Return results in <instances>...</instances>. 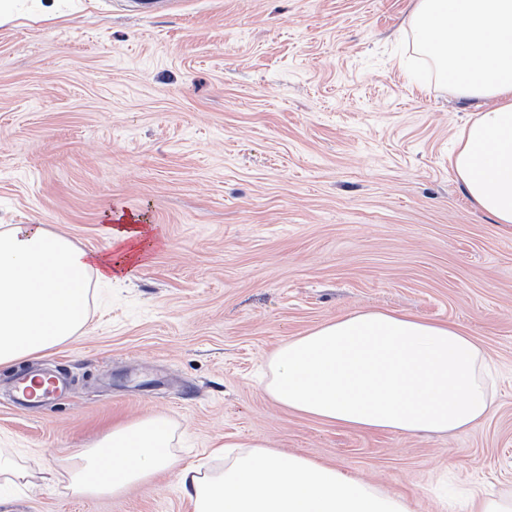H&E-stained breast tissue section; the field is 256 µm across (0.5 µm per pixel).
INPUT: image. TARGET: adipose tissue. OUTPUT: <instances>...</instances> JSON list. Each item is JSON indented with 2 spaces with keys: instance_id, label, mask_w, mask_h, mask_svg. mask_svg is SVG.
<instances>
[{
  "instance_id": "1",
  "label": "adipose tissue",
  "mask_w": 512,
  "mask_h": 512,
  "mask_svg": "<svg viewBox=\"0 0 512 512\" xmlns=\"http://www.w3.org/2000/svg\"><path fill=\"white\" fill-rule=\"evenodd\" d=\"M409 24L458 95L484 103L449 163L475 205L512 224V0H416ZM130 260L82 249L40 224L0 231V366L73 339L87 321L84 277L112 280ZM269 366L271 399L332 426L446 434L478 426L494 410L481 347L450 323L354 312L289 340ZM168 444L156 418L115 428L78 456L72 487L97 494L148 480L173 467ZM180 481L194 512H411L405 498L257 443L222 471L187 468Z\"/></svg>"
}]
</instances>
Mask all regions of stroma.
I'll use <instances>...</instances> for the list:
<instances>
[{"mask_svg": "<svg viewBox=\"0 0 512 512\" xmlns=\"http://www.w3.org/2000/svg\"><path fill=\"white\" fill-rule=\"evenodd\" d=\"M414 0H16L0 22V230L41 224L113 252L70 341L0 366V448L27 486L0 512H194L181 469L251 442L333 466L412 512L512 492V225L465 194L448 157L477 116L418 47ZM358 310L474 336L496 408L451 434L333 427L257 384L274 351ZM61 394L20 410L15 376ZM162 417L174 469L117 493L70 487L79 452Z\"/></svg>", "mask_w": 512, "mask_h": 512, "instance_id": "obj_1", "label": "stroma"}]
</instances>
